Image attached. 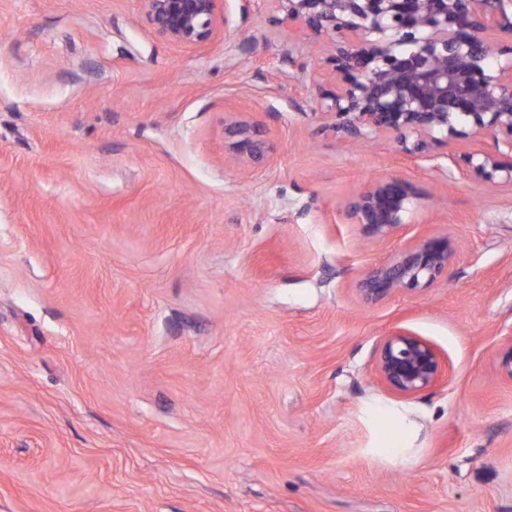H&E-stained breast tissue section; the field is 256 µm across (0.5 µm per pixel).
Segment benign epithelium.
<instances>
[{
  "label": "benign epithelium",
  "mask_w": 512,
  "mask_h": 512,
  "mask_svg": "<svg viewBox=\"0 0 512 512\" xmlns=\"http://www.w3.org/2000/svg\"><path fill=\"white\" fill-rule=\"evenodd\" d=\"M288 49L308 36L328 39L326 79L315 81L322 127L360 143L386 138L415 157L432 145L489 136L495 149L460 156V172L512 184V0H271ZM160 37L179 44L212 39L219 19L233 33L225 0H140ZM497 55L492 66L489 59ZM243 165L265 161L270 147L257 125L233 119L226 128ZM419 196L416 186L388 176L364 186L344 207L352 224L373 236L399 231ZM446 234L405 243L393 260L366 272L359 293L378 300L440 279L451 266ZM444 360L425 339L396 331L381 344L376 370L399 395L436 386Z\"/></svg>",
  "instance_id": "1"
}]
</instances>
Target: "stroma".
Wrapping results in <instances>:
<instances>
[{
  "mask_svg": "<svg viewBox=\"0 0 512 512\" xmlns=\"http://www.w3.org/2000/svg\"><path fill=\"white\" fill-rule=\"evenodd\" d=\"M226 12L184 45L139 0H0V512H512V185L324 130L316 55ZM383 176L422 196L380 240L342 209ZM443 232L447 277L359 296ZM397 330L444 381H379ZM225 130L232 139L231 149L239 163L250 165L269 158L270 147L260 137L255 123L248 119H233Z\"/></svg>",
  "mask_w": 512,
  "mask_h": 512,
  "instance_id": "1",
  "label": "stroma"
}]
</instances>
